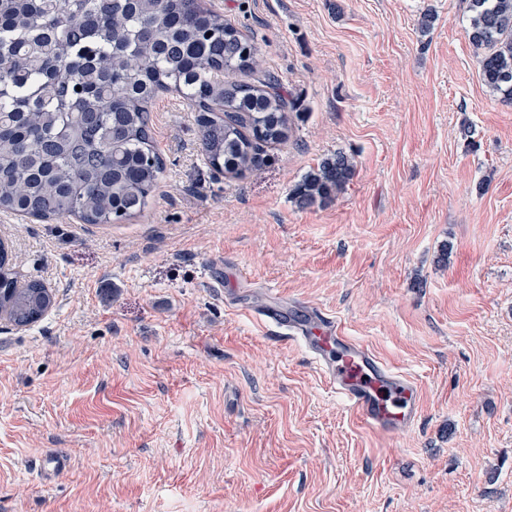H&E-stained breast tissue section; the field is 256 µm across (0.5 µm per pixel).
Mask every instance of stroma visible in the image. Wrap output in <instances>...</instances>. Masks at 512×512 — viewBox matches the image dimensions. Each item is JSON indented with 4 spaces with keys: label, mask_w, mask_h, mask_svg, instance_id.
I'll return each mask as SVG.
<instances>
[{
    "label": "stroma",
    "mask_w": 512,
    "mask_h": 512,
    "mask_svg": "<svg viewBox=\"0 0 512 512\" xmlns=\"http://www.w3.org/2000/svg\"><path fill=\"white\" fill-rule=\"evenodd\" d=\"M203 4L258 46L293 135L224 175L164 91L144 212L0 211L18 279L54 294L0 319V512H512V101L468 0ZM339 151L352 180L300 204ZM269 307L325 312L411 377L415 424L360 421ZM355 174L351 158L342 152L324 158L295 188L301 203L312 205L330 200L341 193Z\"/></svg>",
    "instance_id": "obj_1"
}]
</instances>
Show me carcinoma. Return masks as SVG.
<instances>
[{
    "instance_id": "carcinoma-1",
    "label": "carcinoma",
    "mask_w": 512,
    "mask_h": 512,
    "mask_svg": "<svg viewBox=\"0 0 512 512\" xmlns=\"http://www.w3.org/2000/svg\"><path fill=\"white\" fill-rule=\"evenodd\" d=\"M466 22L485 85L512 99V0H469ZM259 55L201 0H0V210L85 224L142 213L164 169L149 106L169 88L198 112L208 163L242 175L292 132L291 103ZM238 73L247 79L224 80ZM354 174L338 152L295 195L323 203ZM53 303L12 272L0 241V315L26 326Z\"/></svg>"
}]
</instances>
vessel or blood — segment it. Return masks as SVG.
Listing matches in <instances>:
<instances>
[{"mask_svg": "<svg viewBox=\"0 0 512 512\" xmlns=\"http://www.w3.org/2000/svg\"><path fill=\"white\" fill-rule=\"evenodd\" d=\"M265 316L305 344L331 386L369 426L399 433L414 424L418 413L415 382L346 336L332 317L321 313L292 318L275 308L267 309Z\"/></svg>", "mask_w": 512, "mask_h": 512, "instance_id": "vessel-or-blood-1", "label": "vessel or blood"}]
</instances>
